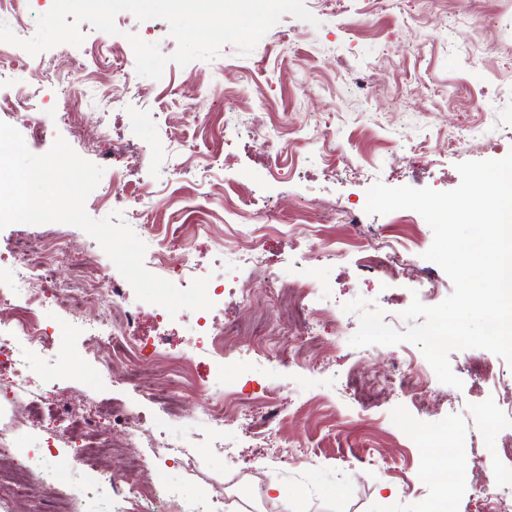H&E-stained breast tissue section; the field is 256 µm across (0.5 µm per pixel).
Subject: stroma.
<instances>
[{"label":"stroma","mask_w":512,"mask_h":512,"mask_svg":"<svg viewBox=\"0 0 512 512\" xmlns=\"http://www.w3.org/2000/svg\"><path fill=\"white\" fill-rule=\"evenodd\" d=\"M303 4L313 22L283 16L246 56L227 44L209 61L183 67L168 63L157 81L138 76L134 62H127L132 91L124 110L113 111L105 100L83 108V125L107 133L97 148H88L85 137L61 121L48 122L42 139H30L31 115L0 109V121L25 136L32 153H46L56 138H63L79 156L103 167L105 185L112 179L113 138L141 146L147 176L159 193L150 223H183L192 207L211 226L196 237L191 257L192 278L224 277V296L207 310L209 320H245L255 312L276 317L270 302L258 299L249 307L241 302L259 278L318 283L312 305L328 301L338 308L336 326L322 331L336 347L324 353L321 369L280 354L267 361L247 356L253 338L246 333L239 336L237 350L225 353L223 369H216L192 315L173 317L137 300L134 291L126 293L139 312L136 326L146 355L192 357L196 376L227 392L256 395L280 387L278 408L256 404L250 412L279 426L288 444L305 448L303 459L289 465L250 448L240 410L225 417L220 440L197 417L193 401H186L178 415L165 414L138 390L115 383L78 330L56 336L42 350L19 346L17 365L0 370V425L10 422L20 434L30 432L21 401L10 394L13 384L28 378L44 385L56 406L78 410L91 397L114 402L141 416L153 432L185 441L196 458L195 471L160 455L139 472V480L176 487L200 501L222 491L230 500L224 512H425L435 474L451 464L460 478L455 512H486L476 481L488 469L500 474L501 493L512 497V455L505 451L512 444L511 363L484 349L451 352V369L463 382L462 389L450 391L452 413L438 406L425 413L388 395L368 407L339 393L336 381L353 370L384 372L394 357L424 358L409 342L349 344L359 320L343 306L354 298L381 307L385 323L402 332L408 323L400 313L412 298L435 305L453 290L446 273L423 257L433 241L424 218L412 210L366 214L367 191L378 182L452 190L461 181L458 163L501 159L512 152V0H399L392 7L385 0H342L335 12L316 0ZM115 24L118 44H126L132 33L157 44L164 55L177 49L164 20L141 22L126 13ZM80 30L81 46L61 44L44 57L26 58L32 84L41 87L44 111H63L62 89L112 80V55L101 48L105 33L87 23ZM62 55L70 57V64L57 80L42 82L35 70L39 60ZM180 87L197 89L196 98L177 95ZM282 117L308 124L309 142H281L275 173V162L252 142L251 131ZM320 122L328 125L336 163L343 169L334 177L323 171L328 136L317 130ZM471 125L477 139L449 149V138ZM176 147L190 174L171 173ZM335 209L359 213V225L324 222ZM245 224L269 227L254 251L255 264L224 269L214 240L240 244ZM359 231L410 244L408 260L399 262L393 277L364 269V251L353 241ZM60 232L69 235L75 249L98 255L107 275L123 284L100 245L63 223H13L0 229V280L12 276L8 248L15 237ZM340 239L346 242L343 257H323L325 243ZM477 359L494 365L492 377L476 380L468 374L467 363ZM443 434L447 448L425 453L423 440ZM272 484L282 489L283 499L268 498Z\"/></svg>","instance_id":"35a3bbf8"}]
</instances>
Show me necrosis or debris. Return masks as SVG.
I'll use <instances>...</instances> for the list:
<instances>
[{"label":"necrosis or debris","instance_id":"1","mask_svg":"<svg viewBox=\"0 0 512 512\" xmlns=\"http://www.w3.org/2000/svg\"><path fill=\"white\" fill-rule=\"evenodd\" d=\"M129 47L113 45L112 55L119 59L113 67L111 90L96 91L85 88L74 91L69 99L82 104L96 97L108 98L113 109H122L127 74L123 60L132 55ZM112 159L116 166L112 171V182L104 188L101 198L116 207H131L132 215L142 223V233L151 242L149 259L151 264L165 276L181 275L186 267L192 242L204 222L171 224L166 232L177 237L184 251L183 256H172L165 239H160L146 217L152 208L151 191H143L141 198L130 200L124 193L130 181L140 180L142 162L136 157L133 145L122 140L112 143ZM15 270L9 288H0V368L14 365V349L17 345L33 348L46 347L53 334L44 324L39 306L42 300H53L61 307L69 323L77 325L92 346L100 351L99 363L113 370L116 381L129 384L145 392L153 403L163 410H174L183 400L194 399L199 416L208 424L213 435L224 432V414L227 410L245 405L246 400L236 393H225L211 385L196 381L192 376V365L187 359L160 358L159 364L167 369L172 378L170 388L161 389L147 377L141 368L138 356L136 315L125 305L124 291L112 284L95 256L73 254L64 236L51 238L26 237L15 241L11 247ZM68 262L77 270L72 282L62 283L55 277L56 265ZM316 290L315 283L303 282L291 289L293 305L288 310V319L306 333L309 344H317V328L326 322H335L331 308H311L306 298ZM97 306V314H88V306ZM385 387L396 398L409 399L415 406L424 407L436 401L447 400L448 395L431 388L424 370L411 361H396L394 369L383 379ZM24 408L33 427H41L48 420L61 422V439L72 445V460L75 469L90 470L99 486L109 489L119 502L120 512H147L155 504L159 512H197L184 502L176 489L147 487L126 479L115 481L105 460L112 453V441L106 433L107 427L121 428L125 434V445L138 449L139 454L132 463L140 469L147 463L145 449L161 448L184 466L194 460L188 456L182 444L160 440L141 423L132 421L119 410H95L91 416L63 415L51 408L47 392L35 382L26 385ZM18 438L10 431L0 428V485L8 483V490L0 488V512H10L11 502L32 492L48 496L52 512H70V496L61 493L54 478L46 473H34L30 458L19 455Z\"/></svg>","mask_w":512,"mask_h":512}]
</instances>
